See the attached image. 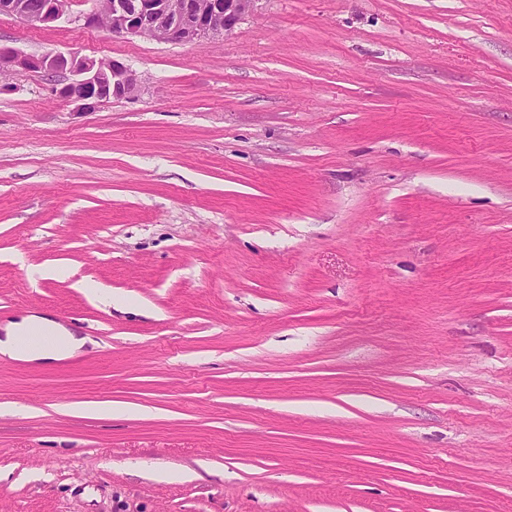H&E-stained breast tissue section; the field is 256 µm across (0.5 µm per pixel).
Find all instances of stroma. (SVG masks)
<instances>
[{
    "instance_id": "obj_1",
    "label": "stroma",
    "mask_w": 512,
    "mask_h": 512,
    "mask_svg": "<svg viewBox=\"0 0 512 512\" xmlns=\"http://www.w3.org/2000/svg\"><path fill=\"white\" fill-rule=\"evenodd\" d=\"M95 6L0 14L139 76L88 111L0 78V328L88 339L0 357V512H512V0H256L185 44ZM28 1L2 0L0 12L12 15L33 27H50L69 15L67 0H43L42 6L36 10L31 8ZM49 331L55 341L46 346L27 345L24 340L29 332ZM86 338L59 326L50 319L29 316L21 323L12 324L3 339L0 338V355L29 362L39 360H62L73 356L85 344Z\"/></svg>"
}]
</instances>
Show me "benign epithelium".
<instances>
[{
	"label": "benign epithelium",
	"instance_id": "obj_1",
	"mask_svg": "<svg viewBox=\"0 0 512 512\" xmlns=\"http://www.w3.org/2000/svg\"><path fill=\"white\" fill-rule=\"evenodd\" d=\"M255 0H102L79 17L87 28L105 27L114 35L171 43H189L231 33ZM0 12L33 27H49L69 15L68 0H43L33 9L28 0H0ZM39 69L58 76V97L89 109L133 94L137 74L114 59L50 52L29 56L0 46V72Z\"/></svg>",
	"mask_w": 512,
	"mask_h": 512
}]
</instances>
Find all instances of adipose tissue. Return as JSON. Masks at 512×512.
<instances>
[{
    "mask_svg": "<svg viewBox=\"0 0 512 512\" xmlns=\"http://www.w3.org/2000/svg\"><path fill=\"white\" fill-rule=\"evenodd\" d=\"M84 344V337L50 319L32 315L7 329L0 338V355L29 362L62 360L73 356Z\"/></svg>",
    "mask_w": 512,
    "mask_h": 512,
    "instance_id": "1",
    "label": "adipose tissue"
}]
</instances>
